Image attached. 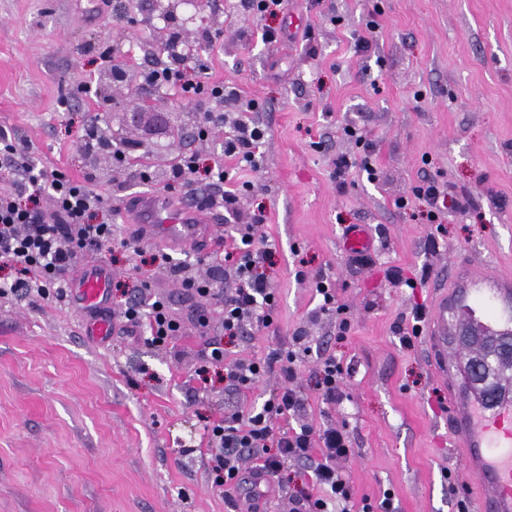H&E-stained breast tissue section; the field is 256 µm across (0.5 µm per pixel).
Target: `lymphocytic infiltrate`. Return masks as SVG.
Returning a JSON list of instances; mask_svg holds the SVG:
<instances>
[{"mask_svg": "<svg viewBox=\"0 0 512 512\" xmlns=\"http://www.w3.org/2000/svg\"><path fill=\"white\" fill-rule=\"evenodd\" d=\"M184 60L167 52L162 65L146 69L143 81L151 87L179 88L186 96L207 95L216 103L236 96V88L215 83L205 85L185 80ZM206 121L213 126L230 124L224 136V155L241 171H256L261 160L257 146L265 140V126L251 120L228 122L224 113L210 112ZM0 170L7 176L0 180V258L7 259L19 272L31 275V287H60V273L74 266L79 254L99 250L112 242V227L91 221L92 209L101 205L92 187L91 177L74 179L59 170H48L19 158L11 136L0 131ZM49 197L51 205L41 209V197ZM242 245L225 252L224 260L233 268L236 285L224 288L223 280L211 276L204 280L182 278V287L199 297L216 299L224 305V335L236 338L245 325H269L275 306V294L262 268L269 261L275 245L268 239L257 240L247 234ZM125 322L145 324L147 340L165 345L179 330L171 318L165 301H153L150 307L134 302L121 313ZM283 367L285 387L270 395L262 408L246 414L232 413L220 421L207 424L216 487H238L249 484L251 494H258L262 475L278 476L292 460L311 468L316 492L305 493L297 500L296 512H334L349 507L352 488L337 468L338 460L350 454L351 441L345 427L314 432L308 425L275 431L274 422L287 418L302 405L293 385L296 377L295 354H287ZM253 461L250 475H243L240 462Z\"/></svg>", "mask_w": 512, "mask_h": 512, "instance_id": "1", "label": "lymphocytic infiltrate"}]
</instances>
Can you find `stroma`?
<instances>
[{"label": "stroma", "instance_id": "obj_1", "mask_svg": "<svg viewBox=\"0 0 512 512\" xmlns=\"http://www.w3.org/2000/svg\"><path fill=\"white\" fill-rule=\"evenodd\" d=\"M152 2L0 0V129L29 160L88 174L80 137L94 115L129 160L137 141L165 142L153 115L125 127L136 102L127 86L97 91L102 52L122 56L132 44L137 69L158 62ZM174 23L198 44L204 81L236 87L241 98L219 108L202 95L158 97L183 126L173 154L196 155L197 171L172 190L169 167L149 168L145 181L130 177L129 160L116 179L95 178L104 202L92 221L111 223L114 242L78 262L110 270L112 316L160 297L180 331L157 347L142 327L119 321L99 342L69 288L0 294V512H292L297 491L312 485L304 463L289 462L251 500L214 486L205 434L210 421L261 408L284 383L274 365L235 390L225 365L290 350L304 405L287 424L346 425L353 453L338 467L355 500L377 503L388 491L394 512H457L444 472L463 468L464 455L448 429V387L424 339L406 347L397 327L451 287L456 256L512 273V0H286L263 21L244 0H220L202 19L180 12ZM266 25L284 27L285 37L266 42ZM206 31L218 40L203 41ZM246 99L259 102L252 118L268 136L259 171L237 174L251 188L237 212H224L222 234L234 244L251 212L266 209L270 220L254 234L276 245L265 272L277 303L270 325H248L229 342L221 303L180 284L209 277L214 254L171 250L182 268L173 277L154 259L161 244L123 246V212L145 194L206 200L205 171L224 160V131L202 137L198 124L218 108L236 119ZM346 125L371 140L376 181L362 175V147L343 136ZM341 156L351 166L340 175ZM425 179L468 196L470 207L427 221L412 193ZM355 224L374 238L368 255L340 248ZM321 277L335 282L343 314L321 311ZM408 278L418 287H406ZM214 340L224 343L223 362L206 358ZM327 355L345 369L336 406L315 389Z\"/></svg>", "mask_w": 512, "mask_h": 512}]
</instances>
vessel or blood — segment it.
I'll use <instances>...</instances> for the list:
<instances>
[{
	"mask_svg": "<svg viewBox=\"0 0 512 512\" xmlns=\"http://www.w3.org/2000/svg\"><path fill=\"white\" fill-rule=\"evenodd\" d=\"M138 236L171 248L187 245L213 252L223 236L221 215L201 201L173 203L161 195L142 197L133 207ZM345 251L362 256L372 238L365 225L353 226L343 241ZM454 288L435 304L426 338L431 364L448 383V428L464 448L469 469L479 483L478 512H512V386H506L496 404H489L479 386L464 373L477 353L462 338L512 334V276L478 270L465 262L451 266ZM110 272L101 265H86L69 280L71 301L88 314L86 330L102 340L112 333L107 300Z\"/></svg>",
	"mask_w": 512,
	"mask_h": 512,
	"instance_id": "b4317fda",
	"label": "vessel or blood"
}]
</instances>
